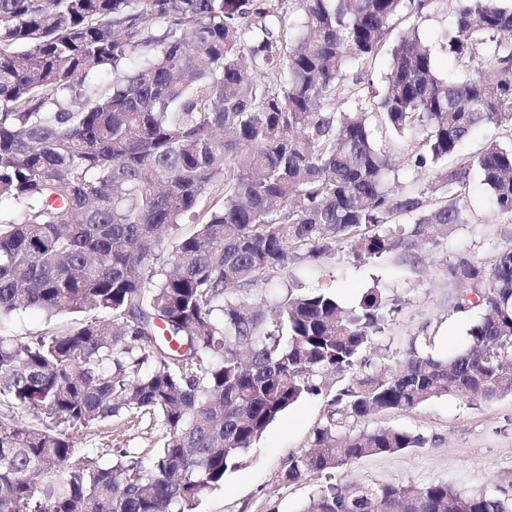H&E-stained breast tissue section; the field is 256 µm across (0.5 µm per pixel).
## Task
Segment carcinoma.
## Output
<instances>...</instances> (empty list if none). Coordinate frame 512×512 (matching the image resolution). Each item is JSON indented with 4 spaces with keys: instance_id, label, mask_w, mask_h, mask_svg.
I'll use <instances>...</instances> for the list:
<instances>
[{
    "instance_id": "obj_1",
    "label": "carcinoma",
    "mask_w": 512,
    "mask_h": 512,
    "mask_svg": "<svg viewBox=\"0 0 512 512\" xmlns=\"http://www.w3.org/2000/svg\"><path fill=\"white\" fill-rule=\"evenodd\" d=\"M437 2L0 0V324L29 309L96 312L0 338V512H193L330 374L349 379L284 482L427 444L395 427L356 432L359 418L512 395V248L488 267L445 265L466 287L454 310L483 311L446 358L414 344L394 363L363 356L395 312L375 288L350 309L297 282L269 312L247 302L259 281L344 243L357 259L416 263L464 222L473 169L489 207L512 217V4L444 0L448 53L474 65L463 80L439 74L414 26L391 46L381 92L364 71L393 21ZM479 125L508 142L448 166ZM378 131L410 139L408 161L435 172L429 188L389 183ZM120 411L167 435L149 464L73 456L70 429ZM302 512L512 501L325 484Z\"/></svg>"
}]
</instances>
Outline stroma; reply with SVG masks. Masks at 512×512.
<instances>
[{
	"mask_svg": "<svg viewBox=\"0 0 512 512\" xmlns=\"http://www.w3.org/2000/svg\"><path fill=\"white\" fill-rule=\"evenodd\" d=\"M423 41L435 50L439 72L457 76L462 68L443 48L454 29L450 12L435 9L418 21ZM466 220L437 245L423 246L420 259L408 263L395 255L356 260L346 251L322 268L289 267L260 283L249 296L258 306L272 305L288 281L303 287L331 286L339 303L358 304L370 288H379L399 303L369 354L394 362L409 346L428 349L434 355H452L468 340L467 330L482 311L460 313L454 303L459 287L444 275L446 261L465 255L491 264L497 252L512 248V220L492 213L487 191L478 172H471L466 195ZM342 379H329L319 394L304 397L274 422L245 455L239 467L226 473L223 485L205 493L196 512H300L321 485L309 477L283 483L289 460L309 450L314 432L322 424L328 404ZM355 429L396 427L423 435L422 448L364 458L336 469L332 483L413 485L444 483L454 488L484 490L512 499V396L492 403L448 396L409 411L378 413L355 421ZM161 431L149 420L131 426L127 416L117 415L80 429L77 453L94 449L101 465L112 463L111 448L135 457L146 456Z\"/></svg>",
	"mask_w": 512,
	"mask_h": 512,
	"instance_id": "obj_1",
	"label": "stroma"
}]
</instances>
